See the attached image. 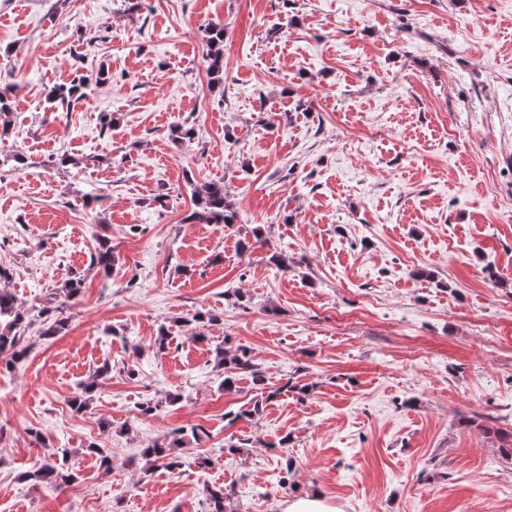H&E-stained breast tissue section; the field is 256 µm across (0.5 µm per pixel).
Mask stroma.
<instances>
[{
  "label": "stroma",
  "instance_id": "1",
  "mask_svg": "<svg viewBox=\"0 0 512 512\" xmlns=\"http://www.w3.org/2000/svg\"><path fill=\"white\" fill-rule=\"evenodd\" d=\"M101 65L110 83L48 107L53 84ZM0 79L6 287L52 308L83 281L67 330L27 327L5 375L0 512H210L217 484L235 512L305 494L339 512H512V463L483 433L512 429V0H0ZM176 125L195 130L178 150ZM210 179L236 224L190 221V183ZM103 238L108 275L91 262ZM199 311L215 320L196 330ZM220 346L246 349L264 386L225 389ZM288 381L306 393L262 402ZM195 425L178 470L146 469L144 448ZM60 448L75 480L24 479ZM205 42L209 48V67L208 70L213 78L215 85H222L223 79V45H224V27L222 24H211L206 29Z\"/></svg>",
  "mask_w": 512,
  "mask_h": 512
}]
</instances>
